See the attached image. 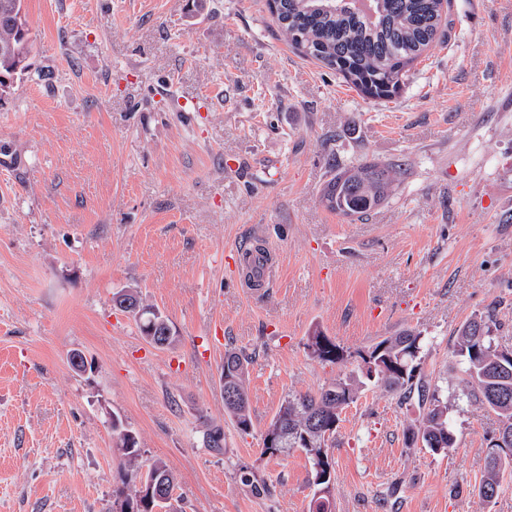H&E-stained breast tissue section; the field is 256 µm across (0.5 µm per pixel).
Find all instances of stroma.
Returning <instances> with one entry per match:
<instances>
[{
	"instance_id": "35a3bbf8",
	"label": "stroma",
	"mask_w": 512,
	"mask_h": 512,
	"mask_svg": "<svg viewBox=\"0 0 512 512\" xmlns=\"http://www.w3.org/2000/svg\"><path fill=\"white\" fill-rule=\"evenodd\" d=\"M26 13L31 74L0 98V512H108L125 473L113 415L172 468L183 512H307L306 455L265 454L263 432L404 330L456 444H411L417 400L365 382L329 450L332 512H512V478L478 497L498 421L454 354L488 314L512 349V0H450L445 44L383 102L300 57L266 0ZM363 162L392 168V191L342 218L325 190ZM258 239L277 279L240 287L224 257ZM124 288L172 345L113 307ZM316 331L344 363L310 354ZM229 349L248 357V434L224 412ZM127 300L135 301L137 303V308L132 310H128V307L124 308L122 304ZM113 303L115 307L130 314L134 318L141 335L149 344L157 347H164L175 341V336L172 334V329L168 319L152 306L144 304L137 289L127 288L115 293L113 296ZM152 327H155V332L153 337L149 339L150 335L148 330ZM166 332H169V335H166Z\"/></svg>"
}]
</instances>
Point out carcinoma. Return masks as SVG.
<instances>
[{
    "label": "carcinoma",
    "mask_w": 512,
    "mask_h": 512,
    "mask_svg": "<svg viewBox=\"0 0 512 512\" xmlns=\"http://www.w3.org/2000/svg\"><path fill=\"white\" fill-rule=\"evenodd\" d=\"M17 0H0V73L19 78L29 69L32 43L23 47V58L16 57L14 47L20 44L14 9ZM354 0H267L273 22L290 46L304 57L321 63L343 77L364 96L381 88L401 86L406 69L417 62L441 39L443 5L446 0H374V13L353 7ZM392 183L387 169L364 163L343 168L329 185L324 200L328 208L346 216L363 215L383 201ZM114 306L130 314L148 343L164 347L175 341L168 319L143 302L135 288H127L113 296ZM491 316L473 319L457 331L454 353L461 357L473 394L482 406L498 419V437L491 445L488 465L478 492L490 503L499 494L506 471L512 472V350L500 349L493 343ZM311 354L323 362L339 364L344 351L323 333L316 331L308 338ZM420 349V334L405 330L375 344L362 357L366 377L377 379L404 398L417 395L422 409V422L412 432L421 437L434 452H446L455 445V435L448 421V406L430 392L427 382L415 379L413 361ZM247 356L228 350L224 353L221 384L226 398L224 410L236 429L248 434L253 429L248 394L245 388ZM359 383L351 376L336 379L314 393L291 395L281 405L268 425L280 429L287 440L281 448L263 446V452L286 455L293 450L305 453L311 463L313 496L309 512H331L330 485L332 463L328 456L340 411L355 402ZM319 427L312 446L304 434ZM129 434L117 417H112L113 447L120 453L126 469L122 486L112 490V512L124 504L143 512L138 503L141 480L176 486L171 468L161 459L145 460L138 442L126 446Z\"/></svg>",
    "instance_id": "obj_1"
}]
</instances>
